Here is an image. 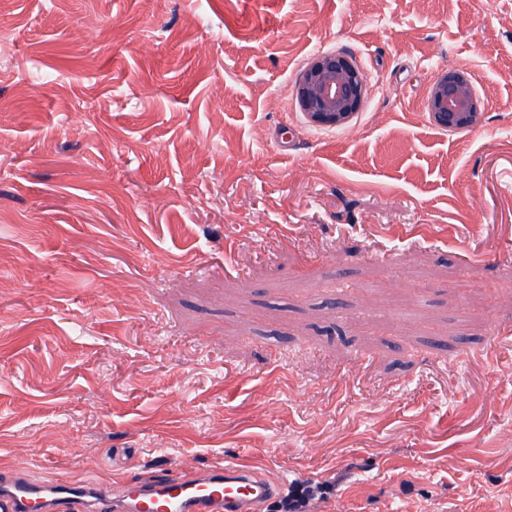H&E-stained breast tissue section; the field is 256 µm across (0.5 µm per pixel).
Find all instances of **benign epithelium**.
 Masks as SVG:
<instances>
[{
    "instance_id": "7a95c632",
    "label": "benign epithelium",
    "mask_w": 512,
    "mask_h": 512,
    "mask_svg": "<svg viewBox=\"0 0 512 512\" xmlns=\"http://www.w3.org/2000/svg\"><path fill=\"white\" fill-rule=\"evenodd\" d=\"M368 91V79L355 60L319 53L301 73L293 97L308 124L335 129L352 122ZM426 107L431 123L443 131L474 127L480 105L471 75L456 68L440 72L428 88Z\"/></svg>"
}]
</instances>
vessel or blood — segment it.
Returning <instances> with one entry per match:
<instances>
[{
  "label": "vessel or blood",
  "mask_w": 512,
  "mask_h": 512,
  "mask_svg": "<svg viewBox=\"0 0 512 512\" xmlns=\"http://www.w3.org/2000/svg\"><path fill=\"white\" fill-rule=\"evenodd\" d=\"M279 490L267 475L234 462L130 482L115 497L98 485L33 482L6 474L0 475V512H57L64 500L76 502L81 512H263Z\"/></svg>",
  "instance_id": "vessel-or-blood-1"
}]
</instances>
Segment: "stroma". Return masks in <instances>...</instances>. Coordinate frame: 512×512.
Returning a JSON list of instances; mask_svg holds the SVG:
<instances>
[{
  "instance_id": "35a3bbf8",
  "label": "stroma",
  "mask_w": 512,
  "mask_h": 512,
  "mask_svg": "<svg viewBox=\"0 0 512 512\" xmlns=\"http://www.w3.org/2000/svg\"><path fill=\"white\" fill-rule=\"evenodd\" d=\"M321 52L343 129L292 101ZM234 459L307 512H512V0H0V474ZM368 91V79L355 60L319 53L301 73L293 97L308 124L335 129L352 122ZM426 107L431 123L443 131L458 132L474 127L480 105L471 75L456 68L440 72L428 88ZM329 489L330 487L325 484L298 486L279 501L277 511L305 512L311 500L324 497Z\"/></svg>"
}]
</instances>
